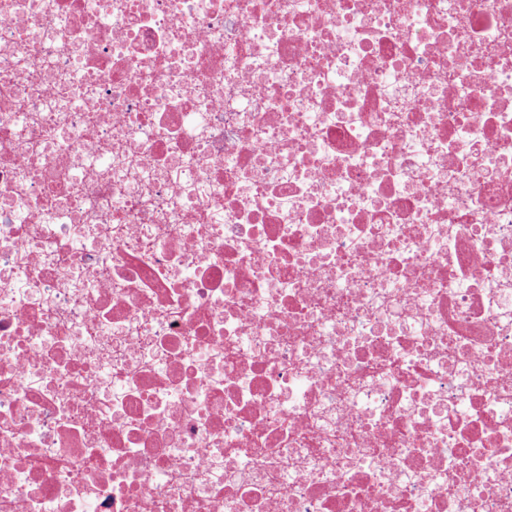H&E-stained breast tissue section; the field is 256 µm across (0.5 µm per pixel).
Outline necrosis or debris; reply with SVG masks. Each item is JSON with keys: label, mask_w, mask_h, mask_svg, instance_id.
<instances>
[{"label": "necrosis or debris", "mask_w": 512, "mask_h": 512, "mask_svg": "<svg viewBox=\"0 0 512 512\" xmlns=\"http://www.w3.org/2000/svg\"><path fill=\"white\" fill-rule=\"evenodd\" d=\"M0 512H512V0H0Z\"/></svg>", "instance_id": "4bbe7bcc"}]
</instances>
